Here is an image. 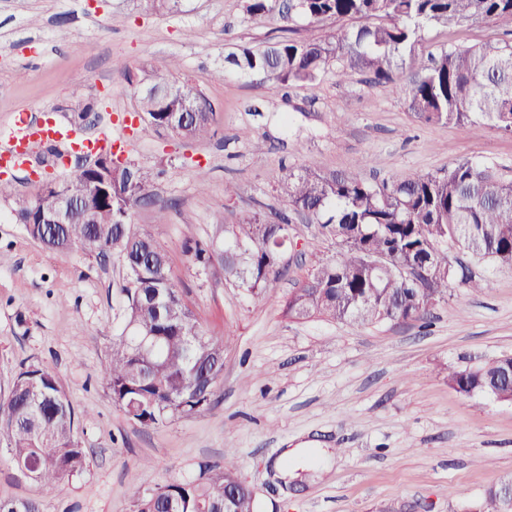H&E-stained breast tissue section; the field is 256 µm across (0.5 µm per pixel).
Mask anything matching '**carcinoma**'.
<instances>
[{
  "mask_svg": "<svg viewBox=\"0 0 512 512\" xmlns=\"http://www.w3.org/2000/svg\"><path fill=\"white\" fill-rule=\"evenodd\" d=\"M276 0H247L246 12L264 21ZM336 24L313 39L288 38L265 48L241 46L225 61L242 75L272 77L286 86L317 82L329 63L340 65L341 81L365 73L376 84L399 87L413 116L425 124L493 125L512 134V42L417 51L431 27L470 22L512 21V0H288L279 10L285 30L295 20ZM362 25L351 27L347 22ZM175 61L152 70L139 108L152 126L169 113L204 98L191 78L176 80ZM157 174L137 172L131 181L112 180V203L96 224L78 215L66 224H27L28 235L52 252L119 256L133 286H125V327L113 337L101 368L103 382L124 414L144 428L192 416L211 402L224 371V345L201 329L174 288L166 251L151 235L121 218L144 198ZM280 192L293 210L313 224L331 227L338 249L317 262L286 301L296 319L324 318L362 327L388 321H420L448 296L457 281L481 290L467 268L448 261V246L460 245L475 258L512 267V174L470 159L436 174L369 182L357 171L323 173L310 163L290 170ZM284 217L260 214L224 229L222 252L208 243L192 248L194 263L206 268L219 255L225 277L257 297L281 273ZM384 265H373L375 256ZM427 260L425 287L409 270ZM512 355L474 368L448 371V386L470 396L512 388ZM0 427L9 441V461L37 466L35 482L50 492L83 469L86 456L74 440V409L47 369L21 366L7 395L0 397ZM512 476L489 487L476 512H504L501 489ZM239 487L235 512H255L253 491L236 463L206 471L194 482L173 481L151 495L132 492L135 512H216L224 508L225 485ZM0 512H36L30 500H0Z\"/></svg>",
  "mask_w": 512,
  "mask_h": 512,
  "instance_id": "carcinoma-1",
  "label": "carcinoma"
}]
</instances>
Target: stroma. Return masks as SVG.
I'll return each mask as SVG.
<instances>
[{"mask_svg":"<svg viewBox=\"0 0 512 512\" xmlns=\"http://www.w3.org/2000/svg\"><path fill=\"white\" fill-rule=\"evenodd\" d=\"M283 36L278 18L250 20L245 0H178L157 11L142 0H0V136L22 112L67 125L73 109L92 105L86 135L106 115L124 119L114 153L130 168L163 172L131 222L166 250L182 299L224 345L206 409L155 429L127 418L100 377L123 328L120 262L48 251L16 215L44 182L75 175L76 155L0 170L15 188L0 200V396L22 362L48 369L72 402L87 459L46 493L8 463L0 433V499H32L39 512H134L132 490L192 482L232 459L257 512H467L512 475V403L448 385L449 369L512 354V268L451 248L449 258L481 278L480 292L451 286L425 327L355 328L284 313L288 294L336 251L335 236L303 215L291 217L281 275L256 298L225 279L220 261L203 268L188 253L217 225L287 211L281 180L310 162L332 173L369 155L375 164L363 174L372 181L435 174L462 158L512 169L511 135L417 122L395 87L364 76L342 84L338 64L288 89L225 68L237 47ZM510 39V21L468 23L428 30L418 50ZM171 59L176 78L198 81L212 106L203 138L136 117L138 89ZM246 129L264 140L263 154L252 153ZM228 182L238 187L229 202ZM289 448L308 449L307 463L285 458Z\"/></svg>","mask_w":512,"mask_h":512,"instance_id":"1","label":"stroma"}]
</instances>
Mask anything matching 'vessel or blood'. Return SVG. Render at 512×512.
Instances as JSON below:
<instances>
[{
  "mask_svg": "<svg viewBox=\"0 0 512 512\" xmlns=\"http://www.w3.org/2000/svg\"><path fill=\"white\" fill-rule=\"evenodd\" d=\"M53 144L64 145L75 152L95 153L111 147L112 131L107 128L96 136L85 137L68 131L63 125L25 115L15 122L5 144L0 146V167L23 165L36 148Z\"/></svg>",
  "mask_w": 512,
  "mask_h": 512,
  "instance_id": "obj_1",
  "label": "vessel or blood"
}]
</instances>
